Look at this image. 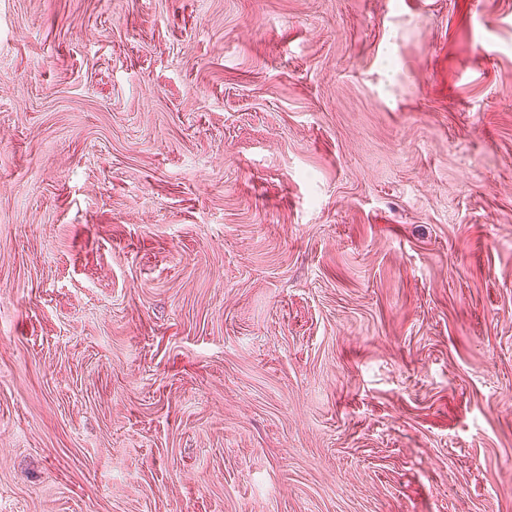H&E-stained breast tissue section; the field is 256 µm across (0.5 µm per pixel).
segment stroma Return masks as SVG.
Segmentation results:
<instances>
[{
  "label": "stroma",
  "mask_w": 512,
  "mask_h": 512,
  "mask_svg": "<svg viewBox=\"0 0 512 512\" xmlns=\"http://www.w3.org/2000/svg\"><path fill=\"white\" fill-rule=\"evenodd\" d=\"M0 512H512V0H0Z\"/></svg>",
  "instance_id": "stroma-1"
}]
</instances>
